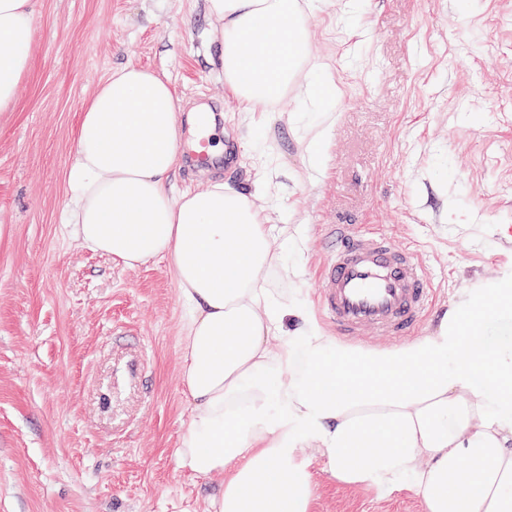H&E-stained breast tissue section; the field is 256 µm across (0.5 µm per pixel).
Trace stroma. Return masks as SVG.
Masks as SVG:
<instances>
[{
	"label": "stroma",
	"mask_w": 512,
	"mask_h": 512,
	"mask_svg": "<svg viewBox=\"0 0 512 512\" xmlns=\"http://www.w3.org/2000/svg\"><path fill=\"white\" fill-rule=\"evenodd\" d=\"M331 111L289 93L243 121L204 0H36L19 107L0 112V512H211L217 480L181 473L189 418L182 307L167 259L130 267L65 235L64 172L85 99L118 67L166 78L183 112L216 110L232 173L181 162L172 195L253 188L278 161L274 287L312 306L325 224L410 244L436 288L421 330L470 288L512 276V0H304ZM321 142L308 161L312 139ZM140 373L122 377L124 365ZM312 512H423L409 491L336 484L317 458Z\"/></svg>",
	"instance_id": "1"
}]
</instances>
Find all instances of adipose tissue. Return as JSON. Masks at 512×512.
Masks as SVG:
<instances>
[{
	"instance_id": "1",
	"label": "adipose tissue",
	"mask_w": 512,
	"mask_h": 512,
	"mask_svg": "<svg viewBox=\"0 0 512 512\" xmlns=\"http://www.w3.org/2000/svg\"><path fill=\"white\" fill-rule=\"evenodd\" d=\"M224 84L244 111L300 91L329 110L332 73L309 66L300 0H204ZM35 0H0V112L31 64ZM179 100L125 65L84 102L65 172L78 247L134 267L168 259L184 308L179 372L190 416L178 470L215 477L212 512H311L317 449L337 483L407 489L424 512H512V342L480 336L478 303L512 311V280L465 292L430 335L352 354L270 288L282 248L267 214L274 159L246 193L216 181L171 196Z\"/></svg>"
}]
</instances>
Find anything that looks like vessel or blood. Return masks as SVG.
Returning <instances> with one entry per match:
<instances>
[{"label":"vessel or blood","instance_id":"obj_1","mask_svg":"<svg viewBox=\"0 0 512 512\" xmlns=\"http://www.w3.org/2000/svg\"><path fill=\"white\" fill-rule=\"evenodd\" d=\"M314 306L337 338L393 340L415 335L435 310V288L424 261L383 231L351 224L322 227Z\"/></svg>","mask_w":512,"mask_h":512}]
</instances>
